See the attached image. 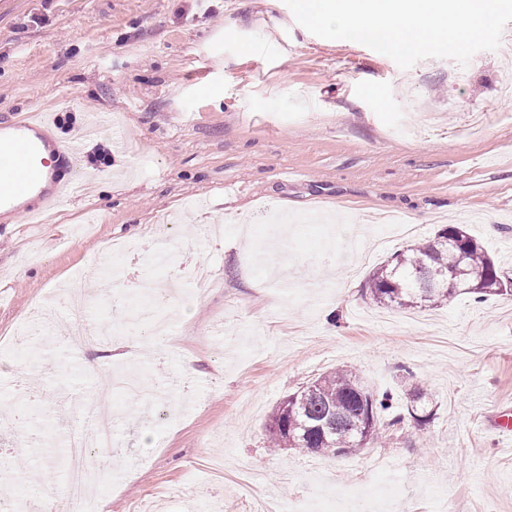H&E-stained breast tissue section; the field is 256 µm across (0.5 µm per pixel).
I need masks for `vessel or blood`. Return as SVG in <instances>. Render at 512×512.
Instances as JSON below:
<instances>
[{"instance_id":"vessel-or-blood-1","label":"vessel or blood","mask_w":512,"mask_h":512,"mask_svg":"<svg viewBox=\"0 0 512 512\" xmlns=\"http://www.w3.org/2000/svg\"><path fill=\"white\" fill-rule=\"evenodd\" d=\"M8 124L20 130L21 135L13 140L0 138V169L11 175L9 181L0 182V208L11 205L16 198L27 194L49 176L42 148L37 141L29 139L28 134L32 131L48 133L50 120L35 113L19 112L9 119ZM56 151L65 157L71 172L66 179L56 180L50 192L41 195L37 208L28 210V217H36L41 211L57 207L73 193L81 169L80 145L69 139L58 142Z\"/></svg>"}]
</instances>
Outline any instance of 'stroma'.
Masks as SVG:
<instances>
[{
	"label": "stroma",
	"mask_w": 512,
	"mask_h": 512,
	"mask_svg": "<svg viewBox=\"0 0 512 512\" xmlns=\"http://www.w3.org/2000/svg\"><path fill=\"white\" fill-rule=\"evenodd\" d=\"M500 51L467 66L401 69L350 40L317 37L284 0H0V119L50 113L49 142L81 133L91 183L30 224L0 217V334L12 333L119 240L112 274L86 280L112 342L78 356L45 335L0 347V396L20 380L47 396L0 429V479L36 476L62 497L66 470L37 467L84 425L83 401L137 367L177 413L116 394L111 512H376L367 483L396 485L390 512H512V444L492 431L512 404V298L470 294L406 312L374 303L375 222L416 224V241L459 224L512 278V96ZM295 223L297 263L268 282L242 242ZM206 261L199 296L191 271ZM175 280L156 304L171 340L130 328L136 279ZM194 373L184 378L183 358ZM344 367L390 394L400 423L379 448L332 456L267 446L275 406ZM421 386L432 419L406 414Z\"/></svg>",
	"instance_id": "obj_1"
}]
</instances>
